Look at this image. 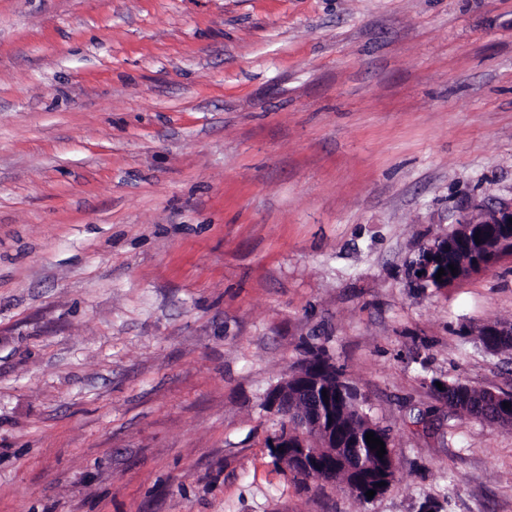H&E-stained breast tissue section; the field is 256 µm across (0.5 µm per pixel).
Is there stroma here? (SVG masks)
<instances>
[{
    "label": "stroma",
    "instance_id": "1",
    "mask_svg": "<svg viewBox=\"0 0 512 512\" xmlns=\"http://www.w3.org/2000/svg\"><path fill=\"white\" fill-rule=\"evenodd\" d=\"M512 199V0H0V512H512V259L408 265ZM322 348L390 428L300 482L267 394ZM468 390H470V393H468ZM458 392H465L467 395H469V401L466 402L462 400L461 397H458L456 406L459 407L461 411L465 412L467 416L480 420L478 414L482 413V411L470 408V404L472 402L478 401L479 398H481L484 389H477L465 382L460 381L459 379L448 381V402L452 397L455 398Z\"/></svg>",
    "mask_w": 512,
    "mask_h": 512
}]
</instances>
